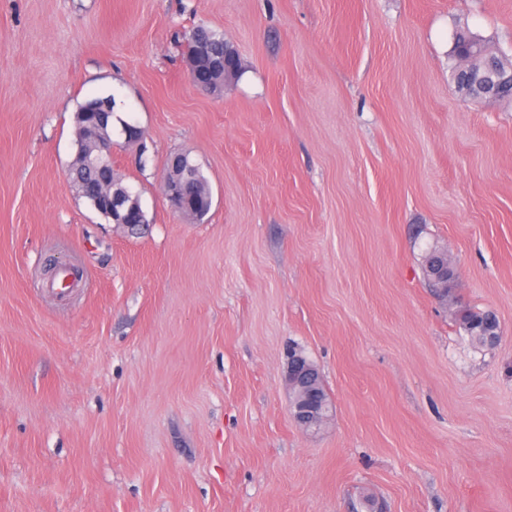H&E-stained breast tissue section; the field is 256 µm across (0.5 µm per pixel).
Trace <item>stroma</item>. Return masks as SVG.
<instances>
[{
    "label": "stroma",
    "instance_id": "1",
    "mask_svg": "<svg viewBox=\"0 0 512 512\" xmlns=\"http://www.w3.org/2000/svg\"><path fill=\"white\" fill-rule=\"evenodd\" d=\"M199 23L241 60L219 96ZM461 29L512 58V0H0V512H512V97L459 93ZM108 95L149 148H112L138 238L67 182ZM182 151L198 221L161 193ZM116 107H117L116 100L111 95L104 96V97H96V98H93V99H90V100H87V101L81 103L78 106L77 111L75 113V117H74L75 126H76V135H77L76 142H77L78 138H80L81 127L84 124L78 120V116L80 114H85L88 117H92L98 112H104L107 115L105 134H106L107 138L109 139L110 143L114 144V140L112 138V135H113L112 128L115 125H117V123H116V120L112 118V126H111L110 119H111V117L116 116V113H115ZM430 256V255H429ZM428 256V257H429ZM427 257V259H428ZM426 259V262H427ZM426 262L424 265V270L426 266ZM427 273L432 283L439 286L440 288L446 289L451 288L454 284V280H448L449 275H455V271L448 265L447 256L442 255L441 260H435L433 265H431L430 261L427 262ZM316 381V367L308 359L299 355L289 358L285 374L286 385L300 389V398L293 406L292 415L297 424L305 429L317 424L320 413L325 407L323 396L328 404L318 427L329 418L331 413V399L324 387L322 377L318 385L323 396L319 389L314 387Z\"/></svg>",
    "mask_w": 512,
    "mask_h": 512
}]
</instances>
